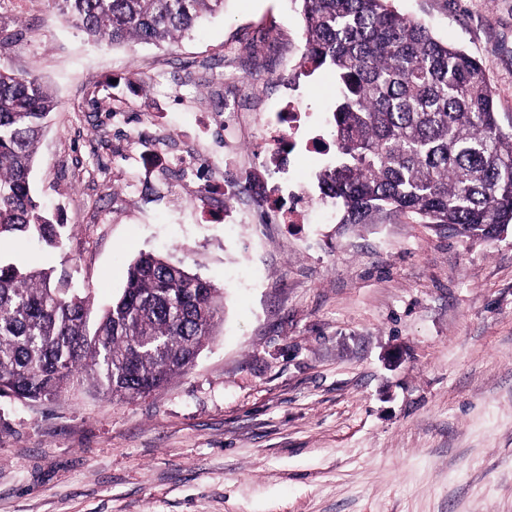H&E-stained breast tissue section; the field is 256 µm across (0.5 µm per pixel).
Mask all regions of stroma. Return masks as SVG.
Listing matches in <instances>:
<instances>
[{
	"instance_id": "35a3bbf8",
	"label": "stroma",
	"mask_w": 512,
	"mask_h": 512,
	"mask_svg": "<svg viewBox=\"0 0 512 512\" xmlns=\"http://www.w3.org/2000/svg\"><path fill=\"white\" fill-rule=\"evenodd\" d=\"M479 59L512 113V0H394ZM294 0H224L176 46L96 45L51 0H0V65L59 102L37 149L36 196L63 244H0L53 285L117 297L155 252L224 292L213 341L134 400L84 390L0 398V512H512V231L494 241L400 219L235 224L171 177L170 141L224 165L213 68L244 97L298 84L330 140L337 83L254 67L263 35L303 50ZM246 119L232 174L287 183Z\"/></svg>"
}]
</instances>
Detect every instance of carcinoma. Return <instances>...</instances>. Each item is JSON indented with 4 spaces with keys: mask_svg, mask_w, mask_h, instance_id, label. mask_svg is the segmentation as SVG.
Returning <instances> with one entry per match:
<instances>
[{
    "mask_svg": "<svg viewBox=\"0 0 512 512\" xmlns=\"http://www.w3.org/2000/svg\"><path fill=\"white\" fill-rule=\"evenodd\" d=\"M310 72H332L338 163L318 186L341 224L404 217L491 240L512 226V113L498 112L485 68L438 41L393 0H297ZM96 43L173 45L224 0H53ZM58 102L0 67V242L63 243L31 185ZM90 300L44 268L0 263V397L54 400L87 385L133 400L188 372L213 336L223 296L184 266L141 253L95 327Z\"/></svg>",
    "mask_w": 512,
    "mask_h": 512,
    "instance_id": "obj_1",
    "label": "carcinoma"
}]
</instances>
